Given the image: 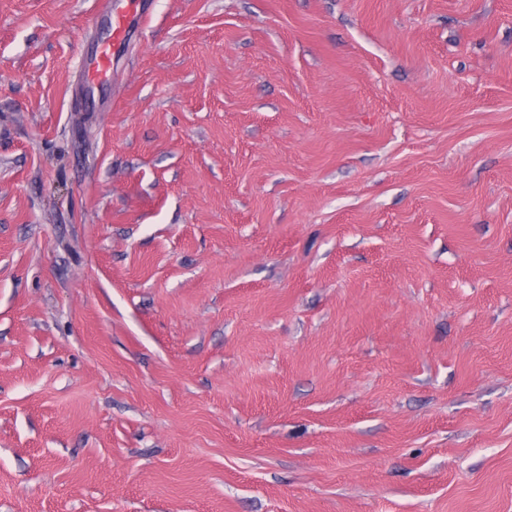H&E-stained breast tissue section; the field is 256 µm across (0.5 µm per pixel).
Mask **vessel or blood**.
Instances as JSON below:
<instances>
[{
	"mask_svg": "<svg viewBox=\"0 0 512 512\" xmlns=\"http://www.w3.org/2000/svg\"><path fill=\"white\" fill-rule=\"evenodd\" d=\"M98 15L104 16L107 35L94 54L81 62L84 82L95 92L112 78V68L128 50L136 29L146 26L153 17L150 0H97Z\"/></svg>",
	"mask_w": 512,
	"mask_h": 512,
	"instance_id": "b4317fda",
	"label": "vessel or blood"
}]
</instances>
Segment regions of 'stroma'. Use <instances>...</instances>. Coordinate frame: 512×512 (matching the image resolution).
Wrapping results in <instances>:
<instances>
[{"label": "stroma", "mask_w": 512, "mask_h": 512, "mask_svg": "<svg viewBox=\"0 0 512 512\" xmlns=\"http://www.w3.org/2000/svg\"><path fill=\"white\" fill-rule=\"evenodd\" d=\"M0 0V512H512V0ZM117 1L120 7H112V0L97 1V14L105 17L107 36L94 54L81 62L84 82L91 93L110 82L113 65L128 50L134 31L146 26L153 17L150 0Z\"/></svg>", "instance_id": "stroma-1"}]
</instances>
